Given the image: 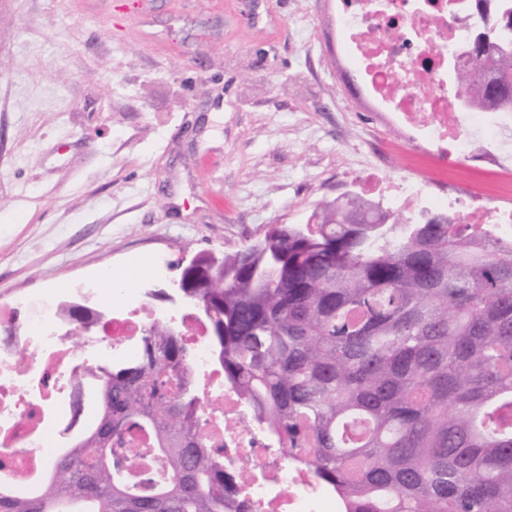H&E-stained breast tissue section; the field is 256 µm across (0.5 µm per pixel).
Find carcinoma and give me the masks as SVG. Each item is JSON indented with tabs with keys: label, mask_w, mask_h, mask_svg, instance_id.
Listing matches in <instances>:
<instances>
[{
	"label": "carcinoma",
	"mask_w": 512,
	"mask_h": 512,
	"mask_svg": "<svg viewBox=\"0 0 512 512\" xmlns=\"http://www.w3.org/2000/svg\"><path fill=\"white\" fill-rule=\"evenodd\" d=\"M500 2L457 78L492 81L464 102L480 112H512ZM182 280L214 312L224 382L346 512H512V243L351 193L218 266L197 255ZM89 375L103 388L95 426L39 490L0 486V512H224L181 336L152 324L137 358Z\"/></svg>",
	"instance_id": "obj_1"
}]
</instances>
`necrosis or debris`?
<instances>
[{
  "instance_id": "1",
  "label": "necrosis or debris",
  "mask_w": 512,
  "mask_h": 512,
  "mask_svg": "<svg viewBox=\"0 0 512 512\" xmlns=\"http://www.w3.org/2000/svg\"><path fill=\"white\" fill-rule=\"evenodd\" d=\"M339 24L364 87L402 142L448 165L472 160L512 178V114L461 109L460 89L447 88L448 57L473 39L484 13L479 0H339ZM366 192L388 198L391 211L419 216L421 178L387 179L365 171ZM454 224H482L512 240V204L454 197L443 203ZM103 305L97 331L82 335L61 320L53 299L19 321L0 304V486L37 490L64 440L85 429L88 369L127 361L156 316L146 299L129 302L122 288L82 289ZM167 318L181 334L203 378L204 433L224 456L226 512H336L311 468L288 462L264 429L250 421L240 396L211 362L208 327L196 309L177 303Z\"/></svg>"
}]
</instances>
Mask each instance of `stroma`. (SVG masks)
<instances>
[{
  "mask_svg": "<svg viewBox=\"0 0 512 512\" xmlns=\"http://www.w3.org/2000/svg\"><path fill=\"white\" fill-rule=\"evenodd\" d=\"M337 0H0V300L179 278L357 190L374 141L404 155L359 82ZM504 185L419 153L389 177ZM164 269L138 280L141 261Z\"/></svg>",
  "mask_w": 512,
  "mask_h": 512,
  "instance_id": "obj_1",
  "label": "stroma"
}]
</instances>
